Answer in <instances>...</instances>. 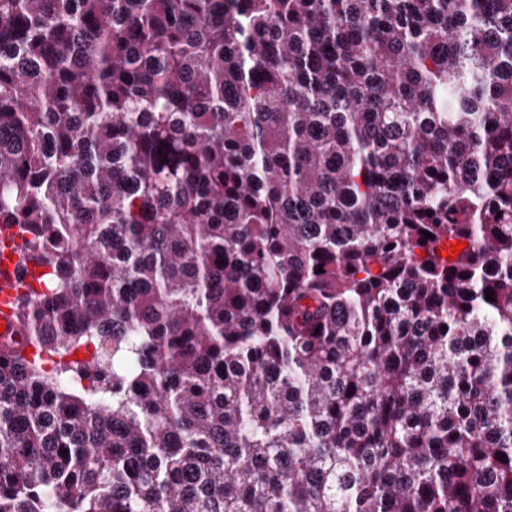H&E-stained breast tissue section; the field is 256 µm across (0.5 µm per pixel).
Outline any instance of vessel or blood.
<instances>
[{"label": "vessel or blood", "instance_id": "b4317fda", "mask_svg": "<svg viewBox=\"0 0 512 512\" xmlns=\"http://www.w3.org/2000/svg\"><path fill=\"white\" fill-rule=\"evenodd\" d=\"M19 243L16 225L0 224V344L18 339L15 302L38 276L36 263L19 252Z\"/></svg>", "mask_w": 512, "mask_h": 512}]
</instances>
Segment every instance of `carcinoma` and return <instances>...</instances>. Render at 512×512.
<instances>
[{
  "label": "carcinoma",
  "mask_w": 512,
  "mask_h": 512,
  "mask_svg": "<svg viewBox=\"0 0 512 512\" xmlns=\"http://www.w3.org/2000/svg\"><path fill=\"white\" fill-rule=\"evenodd\" d=\"M0 221V512H512V0H0ZM20 237L14 224H0V344L19 340V325L15 319V302L25 288L36 282L40 266L18 250Z\"/></svg>",
  "instance_id": "obj_1"
}]
</instances>
